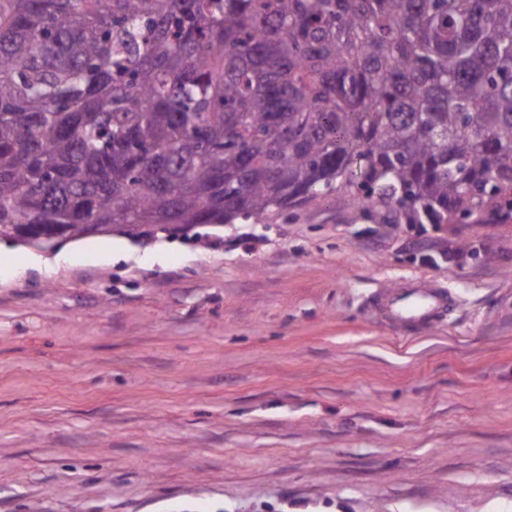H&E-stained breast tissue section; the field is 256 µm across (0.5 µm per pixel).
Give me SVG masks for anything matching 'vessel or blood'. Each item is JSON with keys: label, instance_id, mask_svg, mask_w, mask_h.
Wrapping results in <instances>:
<instances>
[{"label": "vessel or blood", "instance_id": "b4317fda", "mask_svg": "<svg viewBox=\"0 0 512 512\" xmlns=\"http://www.w3.org/2000/svg\"><path fill=\"white\" fill-rule=\"evenodd\" d=\"M369 306L393 324H433L453 311L456 299L450 289L430 281L412 280L398 289L373 294Z\"/></svg>", "mask_w": 512, "mask_h": 512}]
</instances>
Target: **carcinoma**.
Here are the masks:
<instances>
[{
  "label": "carcinoma",
  "mask_w": 512,
  "mask_h": 512,
  "mask_svg": "<svg viewBox=\"0 0 512 512\" xmlns=\"http://www.w3.org/2000/svg\"><path fill=\"white\" fill-rule=\"evenodd\" d=\"M343 187L512 202V0H0V233L187 232Z\"/></svg>",
  "instance_id": "obj_1"
}]
</instances>
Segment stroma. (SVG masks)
<instances>
[{
  "instance_id": "obj_1",
  "label": "stroma",
  "mask_w": 512,
  "mask_h": 512,
  "mask_svg": "<svg viewBox=\"0 0 512 512\" xmlns=\"http://www.w3.org/2000/svg\"><path fill=\"white\" fill-rule=\"evenodd\" d=\"M410 278L457 309L370 311ZM0 512H512V218L418 234L339 190L0 241Z\"/></svg>"
}]
</instances>
